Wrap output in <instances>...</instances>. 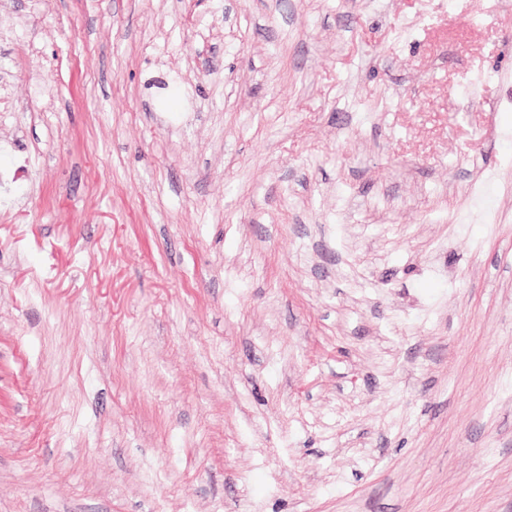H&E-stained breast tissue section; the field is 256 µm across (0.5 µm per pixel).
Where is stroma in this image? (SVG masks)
Listing matches in <instances>:
<instances>
[{
	"mask_svg": "<svg viewBox=\"0 0 512 512\" xmlns=\"http://www.w3.org/2000/svg\"><path fill=\"white\" fill-rule=\"evenodd\" d=\"M0 512H512V0H0Z\"/></svg>",
	"mask_w": 512,
	"mask_h": 512,
	"instance_id": "35a3bbf8",
	"label": "stroma"
}]
</instances>
